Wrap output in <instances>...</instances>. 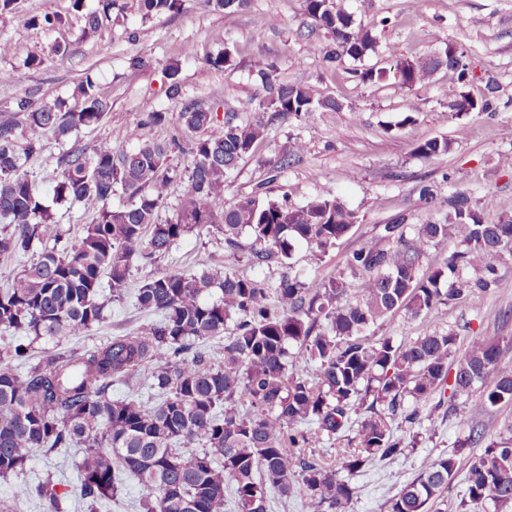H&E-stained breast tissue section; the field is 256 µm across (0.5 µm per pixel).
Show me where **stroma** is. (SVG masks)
Instances as JSON below:
<instances>
[{"label": "stroma", "mask_w": 512, "mask_h": 512, "mask_svg": "<svg viewBox=\"0 0 512 512\" xmlns=\"http://www.w3.org/2000/svg\"><path fill=\"white\" fill-rule=\"evenodd\" d=\"M340 5L356 21L374 28L377 51L365 58V65L381 67L404 56L429 58L455 43L466 50L475 73L473 95L482 93L487 78L497 81L498 110L461 116L450 112L442 94L450 80L444 69L428 84L410 90L390 81L378 86L353 81L346 70L328 66L330 39L305 15L303 0H249L231 19L208 0H182L179 13L150 20L143 19L138 0H120L111 21L88 36L81 33V14L95 10L98 0H84L80 12L73 9L72 0H15L10 11L0 14V41L11 46L8 55L0 56V70L15 75L14 82L0 84V107L26 95L40 103L71 98L85 70L97 73L109 112L65 140L49 141L43 152L27 161V170L44 190L58 154L74 145L90 148L114 141L121 150L131 151L140 141L172 142V163L189 165L188 155L180 149L186 137L176 120L182 104L192 102L217 112L220 121L212 128L216 134L222 131L224 118H261L262 84L253 69L259 57L275 65L280 81L308 84L323 96L340 99L345 104L341 111L311 112L269 125L266 138L229 174L224 189L228 205L252 195L261 182L266 183L269 198L297 205L327 189L357 214L352 231L326 255H317L304 243L295 247L291 271L304 279L336 275L347 254L380 242L384 225L444 220L447 198L458 190L486 204L490 221L512 216V0H340ZM48 12L59 16L57 26L32 25L33 16ZM259 17L264 20L260 26L255 23ZM384 17L388 25L379 26ZM188 46L194 49L189 57L184 54ZM224 52L230 55L229 65H209L210 57ZM34 54L43 59L40 67L27 64ZM135 58L143 59L142 67L132 68ZM173 61L180 64L176 99L166 93L165 68ZM157 110L169 113L168 122L147 123V113ZM128 128L137 129L138 141L117 140V131ZM431 137L448 139V154L433 159L415 154L416 143ZM296 139L305 145L301 160L270 177L267 160L278 157ZM425 183L436 193L429 203L419 194ZM223 261L221 233L186 235L155 263L134 264L122 301H112L109 292H102L104 318L87 335L39 340L35 358L61 347H98L153 323L156 314L136 303L145 279L160 272L194 274ZM495 267L498 286L480 303L459 300L416 318L401 310L376 328L375 338L388 337L400 344L435 330L451 331L463 348L480 336L498 342L502 365L512 367V256L496 259ZM474 391L469 401H456L454 409L427 407L416 424L394 418L392 432L409 448L395 461L376 460L354 473L355 493L347 512H387L389 500L426 464L449 455L456 456L460 468L429 503L428 512H495L492 502H465V465L484 447L462 449L458 442L475 422L484 428L486 442L511 440L512 403L481 412L477 405L483 388L478 385ZM76 463L71 451L51 458L33 456L21 478H0V508L42 512L37 499H15L16 481L35 484L50 477L70 485Z\"/></svg>", "instance_id": "stroma-1"}]
</instances>
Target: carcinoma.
<instances>
[{
	"label": "carcinoma",
	"mask_w": 512,
	"mask_h": 512,
	"mask_svg": "<svg viewBox=\"0 0 512 512\" xmlns=\"http://www.w3.org/2000/svg\"><path fill=\"white\" fill-rule=\"evenodd\" d=\"M119 0H98L84 16L82 34L112 19ZM233 17L249 0H211ZM144 18L177 13L180 0H138ZM305 14L331 37L326 61L363 62L375 52L372 30L356 23L335 0H303ZM254 68L265 95L267 122L224 120L218 136H203L217 113L185 103L178 123L200 137L189 142L190 165L170 163L172 148L144 142L124 152L110 142L91 151L72 146L56 160L52 203L93 201L92 221L77 243H63L46 196L24 169L48 138L60 141L102 120L108 101L97 92L96 77L85 70L74 103L37 104L23 98L27 145L17 149L19 123L0 117V255L25 259L0 288V330L21 332L26 342L5 348L0 366V478L22 474L37 453L51 457L76 448V501L86 512L117 499L123 477L138 478L146 494L141 512H224V494L234 495L239 512H266L267 490L282 497L294 492L300 477L306 512H343L354 488L333 463L315 454L323 437L339 434L350 414L365 409L356 446L341 449L342 469L352 475L370 460L394 461L406 445L390 432L388 420L408 423L433 394L451 389V399H468L485 385L479 409L487 412L512 401V368L500 364V345L475 337L455 360L448 383V358L457 353V336L434 331L406 345L388 338L371 340L366 331L393 313L427 315L460 298L477 304L497 285L495 257L512 253V216L486 221L484 207L464 191L448 197L445 224L384 226L386 247L363 246L346 257L329 278L303 280L284 271L274 288L230 270L246 233L251 254L261 263L291 257L306 243L326 254L350 233L357 216L325 190L307 204L273 200L259 190L224 205L227 175L246 157L267 127L303 112L339 111L344 103L309 86L279 81L272 65L259 57ZM451 74L445 91L448 108L458 114L497 110L495 87L479 97L468 86L474 74L465 51L450 43L444 55L397 58L387 67L354 68L363 85L387 79L407 89L426 82L438 69ZM446 139L418 142L423 158L448 153ZM304 145L294 140L273 160L285 169L300 158ZM183 184L182 199L166 220L159 218L171 187ZM123 191L130 204L112 207ZM214 228L224 235L227 262L199 274L164 272L138 288L139 306L160 315L147 328L115 336L94 349L52 353L28 362L33 342L44 337L83 336L103 318L100 302L107 287L114 301L124 298L133 263L165 255L189 233ZM457 240L432 272L419 275V261L431 246ZM363 277L361 299L341 307L346 275ZM232 333L226 336L228 323ZM26 366L21 372L11 366ZM315 364L308 380L297 364ZM158 399H111L108 391L127 385L140 368ZM300 424H311L306 431ZM453 455L430 463L391 500L390 512H426L456 471ZM467 494L472 502L512 503V444L492 442L470 459ZM18 499L36 498L42 512H71L67 493L48 478L20 482Z\"/></svg>",
	"instance_id": "obj_1"
}]
</instances>
